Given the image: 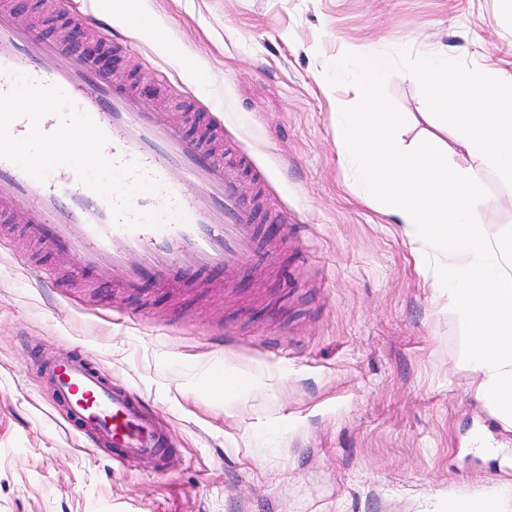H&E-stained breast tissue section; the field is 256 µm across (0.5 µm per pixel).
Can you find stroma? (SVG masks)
<instances>
[{"mask_svg":"<svg viewBox=\"0 0 512 512\" xmlns=\"http://www.w3.org/2000/svg\"><path fill=\"white\" fill-rule=\"evenodd\" d=\"M5 2L46 40L79 31L186 136L221 115L211 158L239 162L256 220L238 270L132 294L108 259L84 269L0 224V512H442L512 485V447H467L501 430L474 399L462 323L339 155L336 107L358 91L320 81L345 52L401 47L512 70L500 0H136L145 30L107 0ZM387 91L410 116L401 143L436 131L407 74ZM482 184L485 224L512 228V187L489 168ZM82 348L150 402L167 463H118L69 422L40 368Z\"/></svg>","mask_w":512,"mask_h":512,"instance_id":"obj_1","label":"stroma"}]
</instances>
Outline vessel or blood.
<instances>
[{"label":"vessel or blood","instance_id":"obj_1","mask_svg":"<svg viewBox=\"0 0 512 512\" xmlns=\"http://www.w3.org/2000/svg\"><path fill=\"white\" fill-rule=\"evenodd\" d=\"M64 52V43L19 30L0 13V94L11 90V73L19 66L36 82L61 87L106 134L109 160L138 162L158 182L156 193L136 196V208L153 209L160 195L183 218L132 230L115 221L109 203L82 185L72 168H56L40 182L6 159H0V218L23 214L28 237L86 268L111 252L112 282L127 290L147 278L165 286L188 272L237 264L248 252L253 226L232 194L233 170L212 163L199 141L185 137L152 104H132L126 88L88 61L60 66ZM49 375L70 419L123 460H166L156 417L141 399L113 388L90 355L62 360Z\"/></svg>","mask_w":512,"mask_h":512}]
</instances>
